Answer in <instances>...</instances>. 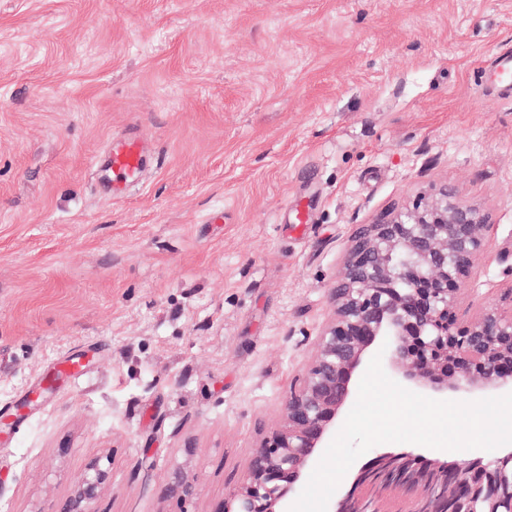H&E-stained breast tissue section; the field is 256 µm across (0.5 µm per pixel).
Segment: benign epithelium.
<instances>
[{
	"label": "benign epithelium",
	"instance_id": "1",
	"mask_svg": "<svg viewBox=\"0 0 512 512\" xmlns=\"http://www.w3.org/2000/svg\"><path fill=\"white\" fill-rule=\"evenodd\" d=\"M490 224L443 184L357 227L330 289L332 314L317 356L291 392L279 424L249 455L238 485L212 512H288L328 447L336 419L354 399L369 353L387 344L392 368L411 389L512 392V284L497 303L459 317L465 285L484 252ZM111 483L90 461L57 512H95ZM411 494L405 512H512V448L492 460L448 465L425 449L387 452L354 470L327 512H385L390 489ZM184 500L197 481L176 470L164 487Z\"/></svg>",
	"mask_w": 512,
	"mask_h": 512
}]
</instances>
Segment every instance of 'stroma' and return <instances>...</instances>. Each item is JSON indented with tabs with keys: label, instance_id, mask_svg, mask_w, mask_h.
<instances>
[{
	"label": "stroma",
	"instance_id": "stroma-1",
	"mask_svg": "<svg viewBox=\"0 0 512 512\" xmlns=\"http://www.w3.org/2000/svg\"><path fill=\"white\" fill-rule=\"evenodd\" d=\"M512 0H0V512H212L278 423L357 225L432 186L512 283ZM148 157L122 197L103 159ZM307 221H300V214ZM81 359L52 381L60 360ZM200 485L166 497L174 469ZM111 483L110 471L101 459L90 461L56 512H96L94 505Z\"/></svg>",
	"mask_w": 512,
	"mask_h": 512
}]
</instances>
